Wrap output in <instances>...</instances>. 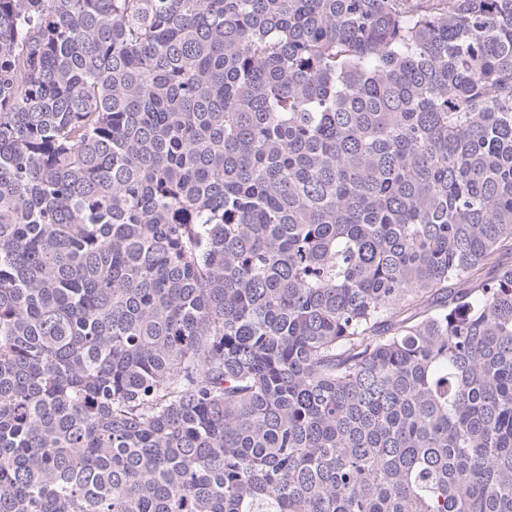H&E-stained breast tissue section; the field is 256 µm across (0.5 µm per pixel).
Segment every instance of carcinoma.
Instances as JSON below:
<instances>
[{"mask_svg":"<svg viewBox=\"0 0 512 512\" xmlns=\"http://www.w3.org/2000/svg\"><path fill=\"white\" fill-rule=\"evenodd\" d=\"M512 0H0V512H512Z\"/></svg>","mask_w":512,"mask_h":512,"instance_id":"cac0c4a2","label":"carcinoma"}]
</instances>
